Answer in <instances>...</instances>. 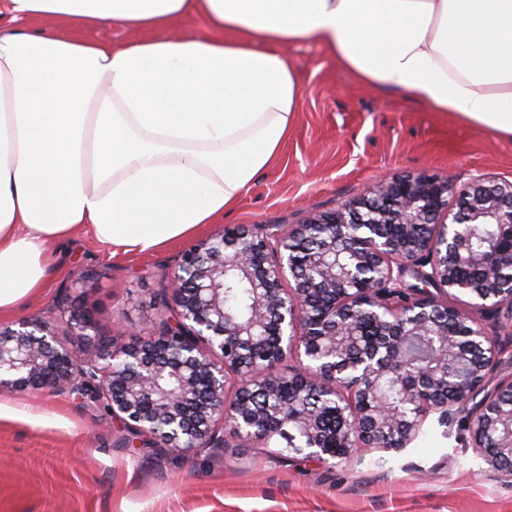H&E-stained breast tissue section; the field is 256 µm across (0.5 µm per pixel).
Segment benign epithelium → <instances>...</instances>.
Masks as SVG:
<instances>
[{
  "label": "benign epithelium",
  "mask_w": 512,
  "mask_h": 512,
  "mask_svg": "<svg viewBox=\"0 0 512 512\" xmlns=\"http://www.w3.org/2000/svg\"><path fill=\"white\" fill-rule=\"evenodd\" d=\"M471 224H496L489 251ZM418 267L427 288H404ZM512 182L417 175L381 181L342 209L278 233L226 230L186 251L171 274L161 335L95 354L41 318L0 326V393L46 389L102 405L125 443L182 454L240 438L309 458L407 447L432 413L478 395L471 447L512 481V378L484 392L500 348L472 312L512 308ZM248 283L243 315L224 280ZM294 285L284 286L287 278ZM434 291H429V288ZM431 340L427 362L409 357ZM290 355L299 368L284 373Z\"/></svg>",
  "instance_id": "obj_1"
}]
</instances>
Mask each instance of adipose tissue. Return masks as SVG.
<instances>
[{"instance_id":"adipose-tissue-1","label":"adipose tissue","mask_w":512,"mask_h":512,"mask_svg":"<svg viewBox=\"0 0 512 512\" xmlns=\"http://www.w3.org/2000/svg\"><path fill=\"white\" fill-rule=\"evenodd\" d=\"M189 14L203 32L167 36ZM41 16L146 36L27 28ZM306 41L359 85L512 138V0H0V315L76 230L150 253L232 208L288 139L286 48ZM75 34L90 41H112L114 45H120L136 36L146 35L143 32H130L119 26H112V23L82 28L76 31Z\"/></svg>"}]
</instances>
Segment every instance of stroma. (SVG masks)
<instances>
[{
  "instance_id": "obj_1",
  "label": "stroma",
  "mask_w": 512,
  "mask_h": 512,
  "mask_svg": "<svg viewBox=\"0 0 512 512\" xmlns=\"http://www.w3.org/2000/svg\"><path fill=\"white\" fill-rule=\"evenodd\" d=\"M301 107L279 162L198 235L145 256L111 255L83 231L53 245L44 288L0 324L47 318L70 347L137 346L169 316L181 254L224 228L273 232L333 212L383 177L429 174L512 181V139L357 84L316 42L288 47ZM88 317L80 334L72 315ZM512 376V312L478 319ZM121 424L76 395L0 394V512H512V484L470 444L464 413L431 414L406 448L322 461L281 459L225 436L193 455L125 448Z\"/></svg>"
}]
</instances>
